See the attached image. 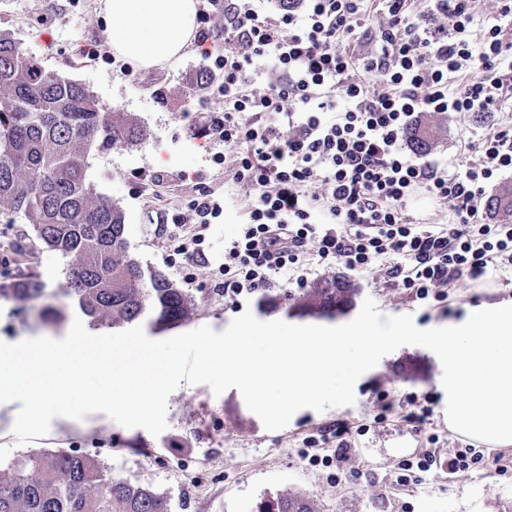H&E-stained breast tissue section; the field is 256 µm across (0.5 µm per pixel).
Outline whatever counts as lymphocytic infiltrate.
<instances>
[{"instance_id":"obj_1","label":"lymphocytic infiltrate","mask_w":512,"mask_h":512,"mask_svg":"<svg viewBox=\"0 0 512 512\" xmlns=\"http://www.w3.org/2000/svg\"><path fill=\"white\" fill-rule=\"evenodd\" d=\"M479 43L469 39L471 0H288L271 15L253 0H200L198 43L207 52L217 106L206 125L233 152V180L251 197L249 221L212 270L231 309L273 288L303 287L311 261L376 273L424 302L447 300L463 279L512 263V224L485 222L487 188L512 171V128L466 143L453 167L409 144L420 114L486 112L512 99V0H492ZM373 31L360 56L347 43ZM266 62L277 79L247 91L251 67ZM424 192L448 208L450 224L414 221L407 203ZM223 200L196 183L190 224L176 253L206 260L207 232ZM343 426L305 438L314 465H343ZM328 454H319L322 446ZM473 448L442 458L426 448L406 470L469 469Z\"/></svg>"}]
</instances>
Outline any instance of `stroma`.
Returning <instances> with one entry per match:
<instances>
[{
	"instance_id": "obj_1",
	"label": "stroma",
	"mask_w": 512,
	"mask_h": 512,
	"mask_svg": "<svg viewBox=\"0 0 512 512\" xmlns=\"http://www.w3.org/2000/svg\"><path fill=\"white\" fill-rule=\"evenodd\" d=\"M0 30L10 32L25 52L50 70L85 84L107 107L136 116L146 132L137 145H114L92 151L88 178L125 213L128 247L142 263L163 271L176 283L192 276L188 291L194 300L184 331L210 326L225 330L236 313L211 284V263L220 261L224 242L248 221V198L233 184L229 167L212 157L222 144L203 134L214 106L209 96L189 91L190 80L207 61L200 49L166 70L138 72L136 80L119 75L106 62L109 41L100 18L99 0H0ZM98 44L102 59L84 56V45ZM420 133L427 136L434 157L454 161L465 142L505 125H512V102L482 114H422ZM166 169L178 180L159 187L144 184L143 171ZM204 182L224 198V217L211 225L206 241L208 263L183 269L167 258L177 245L179 229L172 215L186 212L192 187ZM66 264L44 247L22 217L0 214V284L21 274H38L47 293L65 284ZM335 280L353 288L351 303L337 313L347 323L365 299H373L387 316L409 314L418 328L430 329L464 318L469 307L512 300V265L489 268L477 283L449 289L445 307L416 302L411 292L373 284L370 276L339 266L313 263L308 287ZM76 315L67 308L57 326H43L34 303L0 297V341L16 344L36 337L64 338ZM442 365L429 349L405 345L384 356L355 384L356 402L317 412L302 409L280 430H266L237 389L214 395L206 384H181L167 401V429L152 436L142 428H126L95 412L80 420L54 418L45 437L17 443L12 427L20 402L0 403V473L9 459L40 450L84 449L108 475H118L162 494L171 512H256L264 498L284 492L306 494L313 512H512V446L483 447V460L451 474L435 468L419 482L398 481L406 460L426 447L429 435L439 438L443 454L466 447L443 417L447 394ZM396 401L409 393L437 394L438 401L425 430L406 427L398 416L374 424L376 391ZM351 431L354 455L343 469L313 466L302 456L303 439L335 421ZM160 449L161 459L99 455L100 444ZM198 473L192 489L179 484L178 465Z\"/></svg>"
}]
</instances>
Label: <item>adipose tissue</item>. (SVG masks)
Instances as JSON below:
<instances>
[{
  "label": "adipose tissue",
  "mask_w": 512,
  "mask_h": 512,
  "mask_svg": "<svg viewBox=\"0 0 512 512\" xmlns=\"http://www.w3.org/2000/svg\"><path fill=\"white\" fill-rule=\"evenodd\" d=\"M113 54L138 70L183 58L197 28L195 0H100Z\"/></svg>",
  "instance_id": "obj_1"
}]
</instances>
